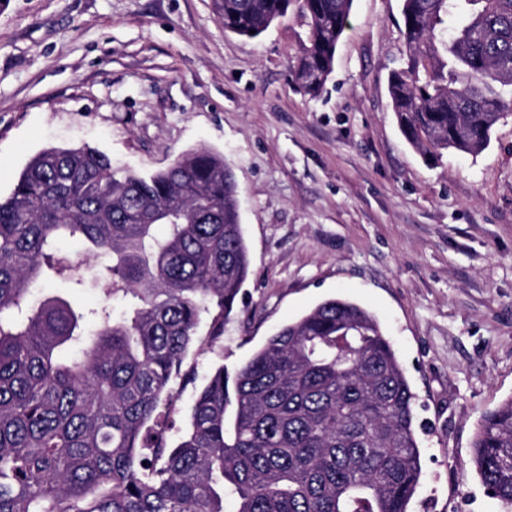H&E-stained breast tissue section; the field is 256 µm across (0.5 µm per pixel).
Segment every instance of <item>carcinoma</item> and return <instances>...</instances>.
<instances>
[{
    "label": "carcinoma",
    "mask_w": 512,
    "mask_h": 512,
    "mask_svg": "<svg viewBox=\"0 0 512 512\" xmlns=\"http://www.w3.org/2000/svg\"><path fill=\"white\" fill-rule=\"evenodd\" d=\"M224 30L306 19L292 74L310 96L333 72L353 0H217ZM457 20L448 28V19ZM405 52L388 79L406 141L434 163L489 145L512 115V0H402ZM163 231H158V228ZM80 240L110 259L92 329L47 272ZM250 268L229 163L206 147L150 175L90 147H49L0 199V512H408L421 476L415 395L364 307L329 299L195 393L170 446L175 382L203 317L216 343ZM473 465L512 503V398L484 416Z\"/></svg>",
    "instance_id": "obj_1"
}]
</instances>
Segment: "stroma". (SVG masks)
I'll return each instance as SVG.
<instances>
[{"label":"stroma","instance_id":"obj_1","mask_svg":"<svg viewBox=\"0 0 512 512\" xmlns=\"http://www.w3.org/2000/svg\"><path fill=\"white\" fill-rule=\"evenodd\" d=\"M401 0H354L318 97L290 61L308 28L288 11L259 36L226 32L215 0H0V196L43 148L86 144L137 173L206 147L237 184L251 258L238 312L190 352L178 408L217 366L334 297L370 310L416 395L422 483L409 512H512L471 464L483 416L512 398V117L477 156L427 163L387 90L404 50ZM63 249L88 312L110 304L105 259Z\"/></svg>","mask_w":512,"mask_h":512}]
</instances>
